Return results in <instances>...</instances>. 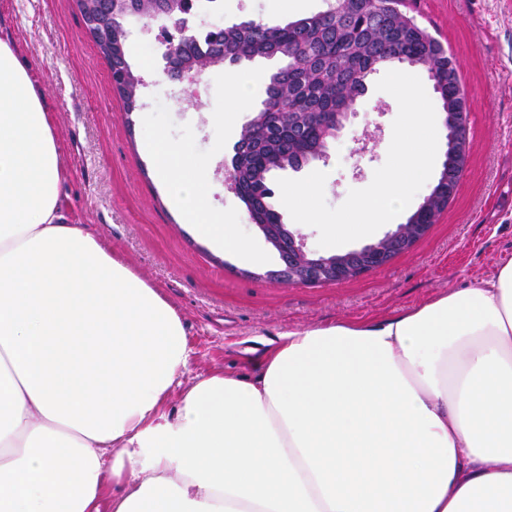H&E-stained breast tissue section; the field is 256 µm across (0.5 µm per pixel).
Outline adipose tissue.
I'll return each mask as SVG.
<instances>
[{
    "mask_svg": "<svg viewBox=\"0 0 512 512\" xmlns=\"http://www.w3.org/2000/svg\"><path fill=\"white\" fill-rule=\"evenodd\" d=\"M62 169L0 39V512H512V260L186 383L179 313L68 223Z\"/></svg>",
    "mask_w": 512,
    "mask_h": 512,
    "instance_id": "adipose-tissue-1",
    "label": "adipose tissue"
}]
</instances>
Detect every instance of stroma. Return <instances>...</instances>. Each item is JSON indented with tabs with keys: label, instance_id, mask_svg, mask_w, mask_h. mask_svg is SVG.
I'll list each match as a JSON object with an SVG mask.
<instances>
[{
	"label": "stroma",
	"instance_id": "35a3bbf8",
	"mask_svg": "<svg viewBox=\"0 0 512 512\" xmlns=\"http://www.w3.org/2000/svg\"><path fill=\"white\" fill-rule=\"evenodd\" d=\"M210 0L203 16L230 25L265 16L297 20L325 0ZM408 11L453 55L469 107L471 151L453 201L428 233L387 266L335 285L276 284L261 277L280 259L256 264L216 249L193 233L172 207L144 150L142 120L162 103L176 124L191 125L198 148L215 140L216 70L190 89L205 112L180 108L183 84L163 70L143 75L139 108L126 112L106 61L87 35L76 0H0V37L31 63L63 157L60 204L70 223L85 225L145 281L160 288L181 315L192 348L189 375L255 374L270 348L288 332L340 321L396 316L454 288L488 279L512 259V0H407ZM371 74L357 105L328 144V161L273 172L300 179L327 175L325 198L341 205L350 190L367 187L387 158L393 96ZM252 112L235 122L225 148L209 163L215 208H235L245 231L253 226L225 168Z\"/></svg>",
	"mask_w": 512,
	"mask_h": 512
}]
</instances>
